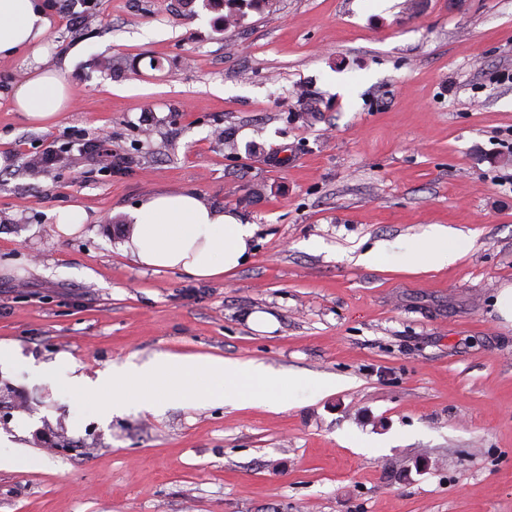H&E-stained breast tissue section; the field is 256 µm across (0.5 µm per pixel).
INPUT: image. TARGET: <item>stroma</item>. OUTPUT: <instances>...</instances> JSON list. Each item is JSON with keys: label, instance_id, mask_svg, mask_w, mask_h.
Instances as JSON below:
<instances>
[{"label": "stroma", "instance_id": "obj_1", "mask_svg": "<svg viewBox=\"0 0 512 512\" xmlns=\"http://www.w3.org/2000/svg\"><path fill=\"white\" fill-rule=\"evenodd\" d=\"M408 2L274 0L224 31L202 0H47L74 88L54 126L13 109L33 59L0 60V341L22 350L0 429L27 415L40 457L0 470V512H512V191L492 183L512 176V0ZM78 139L120 165L28 168ZM180 190L257 225L247 263L200 281L122 255L130 208ZM73 204L84 232L55 237ZM430 224L473 249L419 273L348 259ZM167 353L347 383L104 423L30 376Z\"/></svg>", "mask_w": 512, "mask_h": 512}]
</instances>
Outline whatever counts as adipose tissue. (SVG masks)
I'll list each match as a JSON object with an SVG mask.
<instances>
[{
    "label": "adipose tissue",
    "instance_id": "1",
    "mask_svg": "<svg viewBox=\"0 0 512 512\" xmlns=\"http://www.w3.org/2000/svg\"><path fill=\"white\" fill-rule=\"evenodd\" d=\"M49 25L43 0H0V59L24 54L37 63L28 77L16 83L12 100L16 111L38 129L56 122L72 96L65 71L48 63L43 39ZM130 218L121 249L134 264L179 271L199 280L218 279L239 269L250 255L257 230L238 213L218 209L189 191L150 196L131 211ZM472 247L470 236L433 224L415 236L377 241L352 260L374 267L393 259L408 271L441 270Z\"/></svg>",
    "mask_w": 512,
    "mask_h": 512
}]
</instances>
